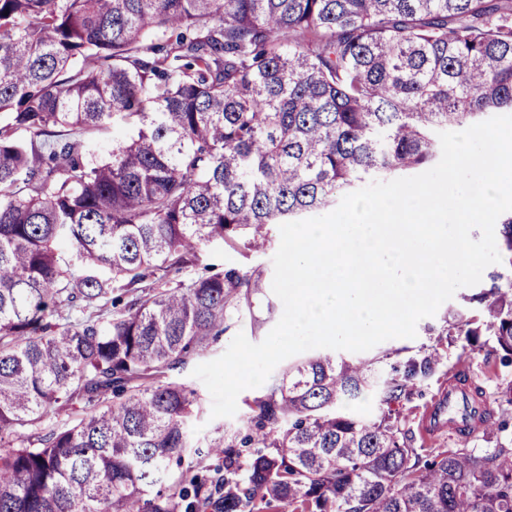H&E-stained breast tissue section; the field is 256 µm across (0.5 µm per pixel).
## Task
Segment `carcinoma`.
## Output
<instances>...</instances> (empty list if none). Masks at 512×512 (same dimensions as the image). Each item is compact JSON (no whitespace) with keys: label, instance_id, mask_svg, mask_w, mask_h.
Returning <instances> with one entry per match:
<instances>
[{"label":"carcinoma","instance_id":"carcinoma-1","mask_svg":"<svg viewBox=\"0 0 512 512\" xmlns=\"http://www.w3.org/2000/svg\"><path fill=\"white\" fill-rule=\"evenodd\" d=\"M502 111L512 0H0V512H512L502 424L480 415L490 452L412 448L396 404L436 348L391 368L372 417L369 364L313 354L247 403L245 433L206 444L197 391L166 379L266 290L235 265L178 279L208 246L259 251ZM500 226L482 312L441 335L491 336L507 366ZM191 455L221 465L171 470Z\"/></svg>","mask_w":512,"mask_h":512}]
</instances>
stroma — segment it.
Masks as SVG:
<instances>
[{"label":"stroma","mask_w":512,"mask_h":512,"mask_svg":"<svg viewBox=\"0 0 512 512\" xmlns=\"http://www.w3.org/2000/svg\"><path fill=\"white\" fill-rule=\"evenodd\" d=\"M280 245L279 230H272L271 242L266 252L261 254H245L228 247L219 245L209 246L203 257L204 264L223 268L226 265H238L246 270L262 271L265 279H272L274 268L272 258ZM474 287H463L456 291L453 298L441 305L435 316L422 319L417 325V335L412 339L398 338L382 342L369 351L363 352L366 360H377L390 356L392 362L406 360L418 351L431 347L438 348L442 360L439 366L426 378L418 382L415 392L408 400L402 401L400 410L406 417V426L412 431L417 454L423 457L432 456L439 449L452 448L461 444L481 451L492 450L495 446L493 438L484 434H476L470 439L443 434L435 438L423 434L420 423L426 410L433 405L438 396L448 389V382L459 373H466L470 383L482 387L484 399L488 405H496L501 385L512 381L511 367H496L495 343L486 339L483 347L470 348L460 342L448 343L441 336L440 330L449 312L466 307L467 296L474 294ZM283 313L282 302L273 294L255 300L253 311L249 314H232L227 322V329L213 351L189 360L184 369L174 373V380L187 383L195 388L204 403H211V395L206 386L193 375L194 368L205 361H211L221 356L237 333H244L249 341L258 343L265 339Z\"/></svg>","instance_id":"35a3bbf8"}]
</instances>
